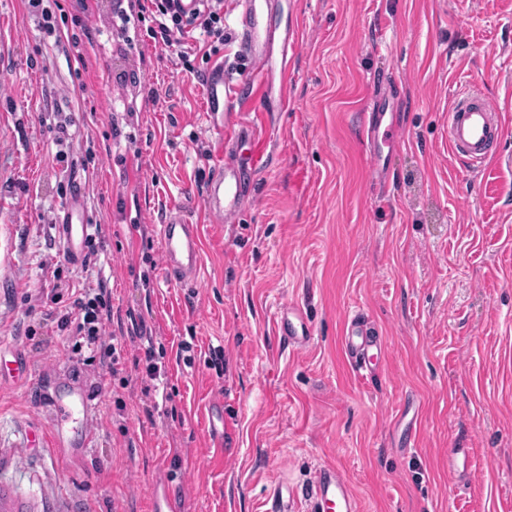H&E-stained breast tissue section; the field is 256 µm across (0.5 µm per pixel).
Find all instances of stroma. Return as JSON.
<instances>
[{
    "mask_svg": "<svg viewBox=\"0 0 512 512\" xmlns=\"http://www.w3.org/2000/svg\"><path fill=\"white\" fill-rule=\"evenodd\" d=\"M61 2L50 36L26 0H0V512H150L159 469L189 490L180 512H263L278 484L288 512H310L325 463L361 512H512V168L465 169L446 133L460 82L512 98V0H281L283 111L274 88L253 110L235 101L249 61L224 0L230 41L209 63L230 78L224 119L262 127L269 158L238 223L191 212L195 288L165 278L159 225L213 173L205 85L148 22L113 26L118 0ZM383 72L396 147L362 138ZM73 177L104 258L113 371L103 347L43 318L80 275L54 225ZM290 303L313 328L301 351L274 330ZM352 313L387 352L362 376L342 345ZM149 353L168 399L141 373ZM20 356L25 380L8 373ZM71 375L95 438L63 457L45 392ZM210 403L224 408L220 446ZM452 448L472 449V482L449 476Z\"/></svg>",
    "mask_w": 512,
    "mask_h": 512,
    "instance_id": "stroma-1",
    "label": "stroma"
}]
</instances>
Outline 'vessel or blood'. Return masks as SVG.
<instances>
[{
  "label": "vessel or blood",
  "mask_w": 512,
  "mask_h": 512,
  "mask_svg": "<svg viewBox=\"0 0 512 512\" xmlns=\"http://www.w3.org/2000/svg\"><path fill=\"white\" fill-rule=\"evenodd\" d=\"M279 0H239L236 18L239 45L251 60L253 71L249 87L265 92L275 57H287V45L279 44ZM208 110L205 118L213 141L211 155L213 175L201 196L185 192L182 205L159 226L163 250V269L170 283L185 286L197 283L203 266L201 230L193 224L189 211L194 202H202L205 214L214 224L236 223L241 205L250 191L254 171L267 161L265 142L254 127L228 125L224 122V72L214 70L206 80ZM387 97H379L372 112L366 113L363 135L374 140L378 131L394 136L395 123L386 122ZM512 110V102H497L467 85H459L448 111V144L456 158L471 167H481L497 159L496 147L504 135L501 115ZM248 143V157L238 160L234 154L240 143ZM84 201L73 192L56 216V229L63 256L79 263L89 238V225L83 218ZM280 340L294 349L310 344L313 330L301 312L293 307L280 308L276 315ZM344 349L357 370L366 369L369 352L378 347L376 336L359 317L345 323ZM51 402L60 420L53 432V444L59 450L89 447L93 433L87 424L94 412L89 395L76 382L63 384L60 392L51 394ZM79 419V428L65 429V422ZM450 476L467 479L475 474L470 449L448 451ZM183 486L173 484L165 473H157L150 483L152 512H176V504L184 498ZM314 512H360V503L345 472L334 464H323L312 483Z\"/></svg>",
  "instance_id": "vessel-or-blood-1"
}]
</instances>
